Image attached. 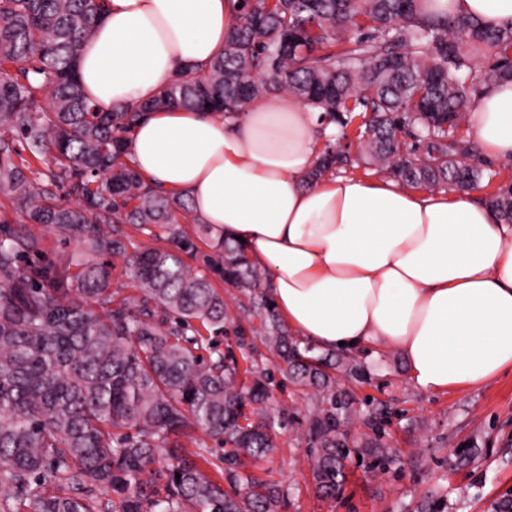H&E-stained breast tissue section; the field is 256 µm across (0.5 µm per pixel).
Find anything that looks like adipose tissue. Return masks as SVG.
I'll list each match as a JSON object with an SVG mask.
<instances>
[{
    "instance_id": "adipose-tissue-1",
    "label": "adipose tissue",
    "mask_w": 512,
    "mask_h": 512,
    "mask_svg": "<svg viewBox=\"0 0 512 512\" xmlns=\"http://www.w3.org/2000/svg\"><path fill=\"white\" fill-rule=\"evenodd\" d=\"M237 0H108L83 42L84 96L109 109L152 100L224 51ZM421 15L512 27V0H419ZM471 125L490 156L512 159V81L478 95ZM334 126L277 92L238 119L160 109L132 130L129 164L185 195L214 234L243 238L289 329L326 351L397 350L410 380L441 393L512 370V224L467 195L390 178L308 176Z\"/></svg>"
}]
</instances>
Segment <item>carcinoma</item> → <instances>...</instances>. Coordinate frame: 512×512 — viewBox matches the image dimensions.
<instances>
[{"instance_id":"1","label":"carcinoma","mask_w":512,"mask_h":512,"mask_svg":"<svg viewBox=\"0 0 512 512\" xmlns=\"http://www.w3.org/2000/svg\"><path fill=\"white\" fill-rule=\"evenodd\" d=\"M239 3L208 68L180 71L148 103L104 111L77 73L104 0H0V512H283L277 484L246 471L275 448L276 421L260 408L275 369L316 389L313 474L327 496L340 491L350 449L339 429L353 396L333 371L364 379L362 358L317 354L290 334L261 269L184 195L146 185L124 159L127 135L156 109L237 118L286 90L399 182L470 189L483 171L466 162L456 130L478 94L512 80V28L426 18L417 0ZM351 166L350 152L329 143L310 179ZM61 191L76 205L57 203ZM487 204L512 224L511 184ZM32 224L76 243L71 262L42 260ZM122 224L159 245L128 251ZM119 257L133 294L112 282ZM214 275L248 296L239 321ZM251 316L273 369L241 340L235 350L210 345L228 324L245 335ZM199 431L224 446L221 483L186 451Z\"/></svg>"}]
</instances>
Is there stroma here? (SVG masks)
I'll use <instances>...</instances> for the list:
<instances>
[{"label": "stroma", "instance_id": "obj_1", "mask_svg": "<svg viewBox=\"0 0 512 512\" xmlns=\"http://www.w3.org/2000/svg\"><path fill=\"white\" fill-rule=\"evenodd\" d=\"M371 380L337 373L340 387L351 391L357 412L342 432L363 443L389 414L385 440L389 464L371 467L369 455L350 458L336 501L316 488L306 441L313 389L276 376L263 409L278 417L290 413L276 430V449L253 472L278 483L286 512H424L429 501L447 503V512H496L512 500V372L496 381L432 393L417 388L393 349L367 356Z\"/></svg>", "mask_w": 512, "mask_h": 512}]
</instances>
